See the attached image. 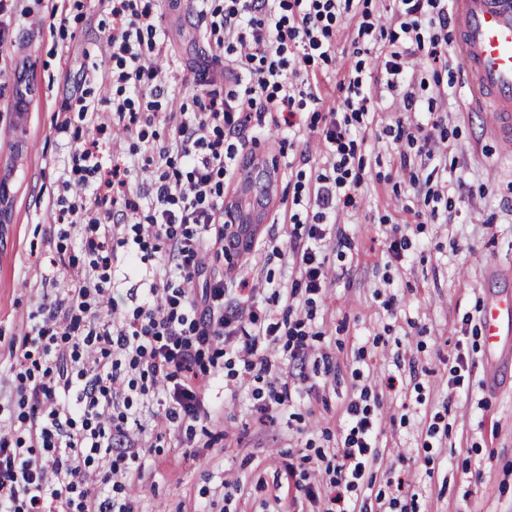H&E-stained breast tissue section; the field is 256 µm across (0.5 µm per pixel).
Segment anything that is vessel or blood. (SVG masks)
Masks as SVG:
<instances>
[{
	"mask_svg": "<svg viewBox=\"0 0 512 512\" xmlns=\"http://www.w3.org/2000/svg\"><path fill=\"white\" fill-rule=\"evenodd\" d=\"M457 45L467 79L487 104L496 136L512 147V0H455ZM482 328L488 376L512 359V295L486 299Z\"/></svg>",
	"mask_w": 512,
	"mask_h": 512,
	"instance_id": "obj_1",
	"label": "vessel or blood"
}]
</instances>
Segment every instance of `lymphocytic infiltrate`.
<instances>
[{
    "label": "lymphocytic infiltrate",
    "instance_id": "f902f5d3",
    "mask_svg": "<svg viewBox=\"0 0 512 512\" xmlns=\"http://www.w3.org/2000/svg\"><path fill=\"white\" fill-rule=\"evenodd\" d=\"M103 3L112 67L88 69L76 119L55 125L75 142L50 227L51 264L67 276L59 291L37 292L13 353L10 395L0 402V512H135L127 488L142 469L141 402L159 396L160 429L200 420L207 413L202 390L224 378L221 357L232 356L237 376L266 380L277 404L288 405L297 394L287 378L269 375L265 345L276 342L280 325L262 299H281V291L245 280L243 305L228 307L223 281L208 277L213 252L224 246V185L238 153L225 137L268 113L282 130L297 129L299 111L319 94L315 85L289 80L291 62H329L336 21L355 0H224L220 6L191 0L210 18L211 57H226L237 83L196 112L175 100L164 112L142 106L144 89L161 80L150 56L166 34L149 0ZM397 14L400 36L384 62L389 106L408 111L396 132L439 162L447 140L411 116L406 83L418 59L442 57L431 29L445 22L448 0H398ZM104 85L112 88L107 100L96 96ZM346 92L342 111L324 118L333 172L311 178L306 193L292 200L317 209L315 224L290 234L301 282L312 295L326 286L324 227L335 223L338 210L355 206L360 184L356 131L371 94L362 68L350 74ZM159 124L172 135L158 147L149 131ZM116 125L132 140L128 151L116 147ZM136 164L153 173L144 206L130 194ZM75 229L79 252L73 255L67 242ZM151 260L156 266L139 303L120 306L110 290L115 262L138 271ZM346 414L329 512H368L350 491L369 482L380 422L356 401Z\"/></svg>",
    "mask_w": 512,
    "mask_h": 512
}]
</instances>
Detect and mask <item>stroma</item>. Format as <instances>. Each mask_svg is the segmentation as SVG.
<instances>
[{
	"mask_svg": "<svg viewBox=\"0 0 512 512\" xmlns=\"http://www.w3.org/2000/svg\"><path fill=\"white\" fill-rule=\"evenodd\" d=\"M153 9L167 35L159 104L235 89L233 76L205 56L202 15L186 0H153ZM395 12L394 0H364L337 22L330 63L296 64L291 81L316 75L319 121L290 135L270 122L259 135L245 130L224 189L231 198L244 175L262 178L251 250L212 260L225 304H237L240 281L267 280L289 293L275 311L290 309L295 319L313 312L305 325L312 353L305 380L293 382L296 399L277 405L228 376L204 390L213 413L193 428L155 431L158 405L143 408L148 448L129 490L138 512H326L325 494L295 499L285 472H307L308 456L339 446L345 407L362 395L383 426L370 470L382 498L371 501L372 512H399L392 499L400 492L414 496L415 512H512V365L487 380L478 325L490 294L512 292V154L467 84L455 22L436 27L450 40L446 57L420 59L409 86L416 108L448 137V180L437 185L444 201L429 203L432 165L417 146L395 140V117L380 97ZM105 18L97 0H81L78 18L64 25L50 18L47 0H16L10 39L0 45V181L11 192V218L0 226V372L50 267L53 204L74 149L56 133V118L81 91L86 68L109 61ZM365 19L384 33L364 57L372 94L357 152L361 183L355 208L330 228L352 247L329 252L327 287L311 301L292 268V199L298 173L332 170L322 116L343 104ZM396 224L410 243L398 254L390 248ZM229 473L240 478V492L226 491Z\"/></svg>",
	"mask_w": 512,
	"mask_h": 512,
	"instance_id": "1",
	"label": "stroma"
}]
</instances>
